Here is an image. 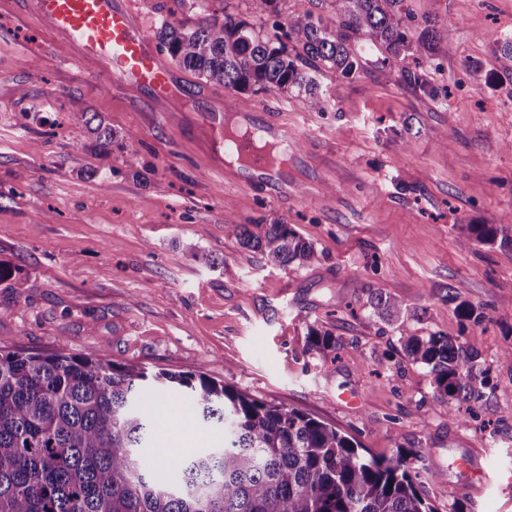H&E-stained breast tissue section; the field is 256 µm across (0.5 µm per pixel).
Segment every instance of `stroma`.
I'll list each match as a JSON object with an SVG mask.
<instances>
[{"instance_id": "obj_1", "label": "stroma", "mask_w": 512, "mask_h": 512, "mask_svg": "<svg viewBox=\"0 0 512 512\" xmlns=\"http://www.w3.org/2000/svg\"><path fill=\"white\" fill-rule=\"evenodd\" d=\"M196 0H127L147 38ZM434 20V57L385 65L359 45L352 78L317 73L326 111L303 97L249 96L295 138L274 194L217 175L182 102L184 126L156 102L120 94L73 46L0 0V348L66 350L193 372L302 410L373 455L415 450L423 495L439 512H512V249L458 242L471 224L512 225V78L496 49L512 37V0H408ZM424 68L438 96L399 78ZM114 134L95 147L83 114ZM291 224L317 262L281 269L225 233ZM376 288L402 301L418 334L479 354L488 385L475 417L449 415L399 333L366 329ZM480 322L461 320L455 301ZM339 344L319 352L310 328ZM158 440L190 457L217 434L164 404ZM481 449L486 486L462 490L458 458ZM435 462L439 474L423 472Z\"/></svg>"}]
</instances>
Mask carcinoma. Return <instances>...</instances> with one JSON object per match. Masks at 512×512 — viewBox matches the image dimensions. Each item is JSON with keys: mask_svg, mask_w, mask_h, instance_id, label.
I'll list each match as a JSON object with an SVG mask.
<instances>
[{"mask_svg": "<svg viewBox=\"0 0 512 512\" xmlns=\"http://www.w3.org/2000/svg\"><path fill=\"white\" fill-rule=\"evenodd\" d=\"M251 19L230 0L218 10L199 0L193 20H163L157 46L207 84L238 93L305 94L308 107L328 106L315 73L346 78L360 70L358 38L398 60L431 58L438 31L413 25L406 0H247ZM309 6H335L336 27ZM500 69L512 75V39L497 48ZM401 77L434 94L427 76ZM87 125L99 150L112 146V128L92 115ZM227 234L260 250L280 268L313 263L317 252L289 224H267L262 235L245 224ZM512 249L497 225L469 224L460 245ZM366 327L395 326L409 361L428 370L448 413L477 414L486 377L478 356L452 339L420 336L399 318L403 302L376 288ZM312 346L336 349V337L312 328ZM189 405L203 426L224 429V443L190 459L156 448L150 402ZM401 448L376 457L336 428L296 408L258 400L202 374L148 371L64 351L0 350V512H439L420 492L419 473Z\"/></svg>", "mask_w": 512, "mask_h": 512, "instance_id": "obj_1", "label": "carcinoma"}]
</instances>
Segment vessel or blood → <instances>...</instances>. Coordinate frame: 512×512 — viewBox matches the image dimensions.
<instances>
[{"mask_svg":"<svg viewBox=\"0 0 512 512\" xmlns=\"http://www.w3.org/2000/svg\"><path fill=\"white\" fill-rule=\"evenodd\" d=\"M35 14L53 35L73 43L86 59L100 65L114 86L139 91L164 103L184 88L177 69L145 37L125 0H30ZM227 104L209 107L202 131L214 154L238 159L239 182L246 186H281L294 139L272 120L255 126L252 136L228 139Z\"/></svg>","mask_w":512,"mask_h":512,"instance_id":"b4317fda","label":"vessel or blood"}]
</instances>
